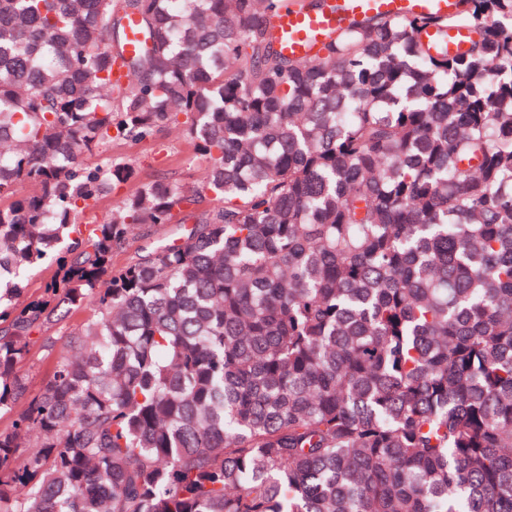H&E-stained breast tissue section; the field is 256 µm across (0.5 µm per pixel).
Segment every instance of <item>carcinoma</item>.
<instances>
[{
  "instance_id": "carcinoma-1",
  "label": "carcinoma",
  "mask_w": 512,
  "mask_h": 512,
  "mask_svg": "<svg viewBox=\"0 0 512 512\" xmlns=\"http://www.w3.org/2000/svg\"><path fill=\"white\" fill-rule=\"evenodd\" d=\"M319 2L0 0V512H512V0L285 55L280 12ZM453 24L468 51L432 52ZM160 127L202 181L83 230L135 178L84 157ZM136 186L137 183H128L126 186L112 192V194L101 198L94 208L80 217L79 224H96L112 208L113 201L117 197L132 192ZM175 232V226H142L135 230L129 238L125 249L114 252L112 255V266L120 268L127 264L130 257L141 248L155 244ZM55 272V264L46 263L35 270L25 282L24 297L35 295L41 292L47 282H49ZM92 314V306L74 310L64 321L52 325L47 331L35 335V342L33 343L29 357L21 367V372L26 376L28 381V393L18 404L19 408L26 402L29 395L39 392L50 378L55 358L62 347L65 336L82 324ZM40 336H54L56 338V347L51 354L40 347L42 344Z\"/></svg>"
}]
</instances>
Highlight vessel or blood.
Listing matches in <instances>:
<instances>
[{
    "label": "vessel or blood",
    "instance_id": "b4317fda",
    "mask_svg": "<svg viewBox=\"0 0 512 512\" xmlns=\"http://www.w3.org/2000/svg\"><path fill=\"white\" fill-rule=\"evenodd\" d=\"M458 10V0H335L334 8L319 12L300 13L292 8L283 11L276 23L274 37L285 54L309 59L340 26L354 20L376 14L452 17Z\"/></svg>",
    "mask_w": 512,
    "mask_h": 512
}]
</instances>
